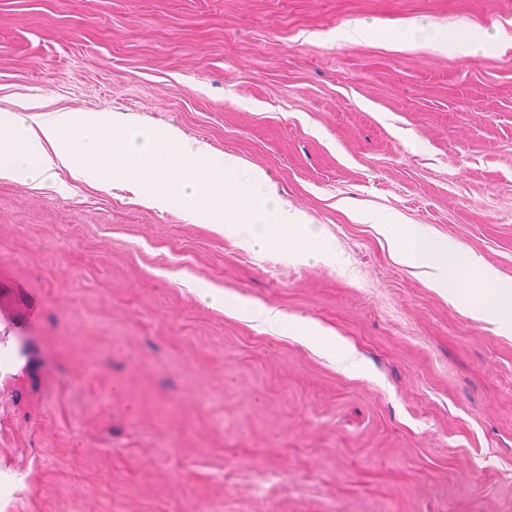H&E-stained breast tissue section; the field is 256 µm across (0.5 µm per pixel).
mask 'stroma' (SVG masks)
Instances as JSON below:
<instances>
[{"mask_svg":"<svg viewBox=\"0 0 512 512\" xmlns=\"http://www.w3.org/2000/svg\"><path fill=\"white\" fill-rule=\"evenodd\" d=\"M358 20L414 46L337 40ZM462 21L502 47L422 48ZM26 107L178 127L335 253L65 171L62 192L0 180V512H512V335L344 210L512 281V0H0V110ZM199 281L333 329L361 369ZM199 291L203 298H209L211 302L224 306L225 312L239 313L250 310L251 315H259L270 323L281 324L283 322V317L278 311L267 307L249 308L247 301L239 295L218 292L209 287L200 288Z\"/></svg>","mask_w":512,"mask_h":512,"instance_id":"35a3bbf8","label":"stroma"}]
</instances>
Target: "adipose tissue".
<instances>
[{
  "instance_id": "adipose-tissue-1",
  "label": "adipose tissue",
  "mask_w": 512,
  "mask_h": 512,
  "mask_svg": "<svg viewBox=\"0 0 512 512\" xmlns=\"http://www.w3.org/2000/svg\"><path fill=\"white\" fill-rule=\"evenodd\" d=\"M490 41L485 30L464 22L454 33L435 37L431 48L477 55ZM62 170L106 191L118 177H127L140 202L179 206L196 221L227 234L244 222L258 225V247H296L312 258L328 251L318 231L275 193L252 192V184L264 181L263 173L242 171L234 156L196 147L177 127H121L108 112L59 111L46 118L0 113L1 180L49 185ZM384 226L404 263L430 268L432 288L459 301L465 315L512 333L511 282H500L453 242L429 246L420 226L393 217Z\"/></svg>"
}]
</instances>
